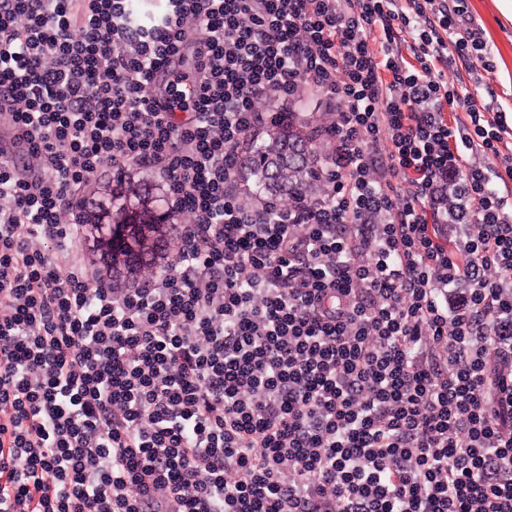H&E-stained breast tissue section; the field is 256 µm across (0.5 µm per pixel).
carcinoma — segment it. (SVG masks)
Listing matches in <instances>:
<instances>
[{
    "instance_id": "obj_1",
    "label": "carcinoma",
    "mask_w": 512,
    "mask_h": 512,
    "mask_svg": "<svg viewBox=\"0 0 512 512\" xmlns=\"http://www.w3.org/2000/svg\"><path fill=\"white\" fill-rule=\"evenodd\" d=\"M307 127L305 121L296 117H288V124L276 126V132L267 140L255 144L249 159V175L254 177V193L257 195L270 194L273 189L267 183V166L271 156L281 158L288 157L289 149L297 143L312 145L313 150L307 159L295 167H286L288 173V192L281 197L289 199L304 188L313 190L320 182V169L315 155L319 151V145L310 138V133L304 131Z\"/></svg>"
}]
</instances>
